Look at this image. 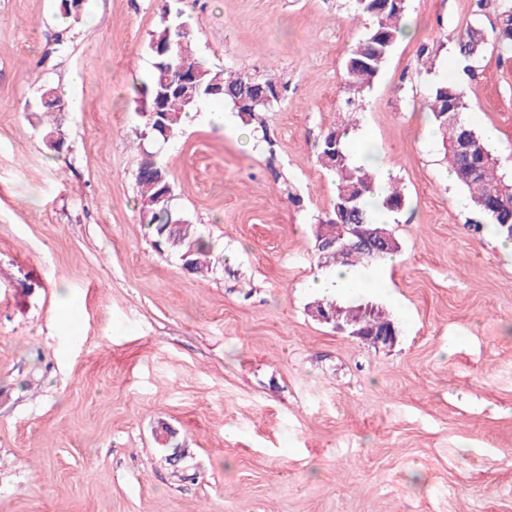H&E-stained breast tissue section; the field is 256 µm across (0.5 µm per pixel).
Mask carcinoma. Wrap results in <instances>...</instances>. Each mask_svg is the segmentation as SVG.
Returning a JSON list of instances; mask_svg holds the SVG:
<instances>
[{
  "label": "carcinoma",
  "mask_w": 512,
  "mask_h": 512,
  "mask_svg": "<svg viewBox=\"0 0 512 512\" xmlns=\"http://www.w3.org/2000/svg\"><path fill=\"white\" fill-rule=\"evenodd\" d=\"M354 11L366 17L369 27L362 39L347 56L345 68L346 104L351 105L372 87L381 73L397 42L403 36L402 20L407 0H351ZM497 37L502 48L512 52V0H499ZM455 56L459 67L456 79L433 85L427 108L432 122L446 139V155L449 171L456 183L469 193V207L482 220L491 224L496 233L512 241V180L498 174L496 159L486 138L476 131L466 119L469 109L465 93V81L475 79L474 62L482 54L485 39L480 30L468 27L454 34ZM153 52V71L143 84V98L151 102L164 84H169L168 95L163 99L166 124L177 133L184 117L202 99L229 102L245 126L255 124L263 112H268L287 99V84L275 76L257 78L241 72H214L200 63L194 55L190 33L182 23L163 21L151 35L148 44ZM168 47L164 55L155 49ZM193 71L191 81L180 83L183 68ZM277 92L269 102L261 97L267 92ZM458 117L455 128H448L446 113ZM351 128L344 124L327 131L316 143L317 161L335 177L336 194L329 212L317 219L318 231L314 232V251L320 264H341L354 268L373 260L386 259L399 250V243L386 224L374 217L382 209L399 213L405 197L396 183L382 187L370 167L352 161L347 145ZM138 142L168 141L164 131L156 128L144 114L133 129ZM464 139L470 154L462 155L454 145L455 139ZM139 196V212L148 227L153 245L161 251L175 254L183 269L191 274L204 275L215 262L207 259L211 250L201 236L191 233L193 225L173 203L174 193L168 171L159 165L149 152L137 169L135 176ZM346 224H366L384 233L388 250L371 254L351 243L341 255L333 250L324 251L321 244L334 242L344 233ZM312 306L319 313L340 314L347 331L354 329L367 332L398 330V327L382 308L371 304L342 306L330 296L316 299Z\"/></svg>",
  "instance_id": "cac0c4a2"
}]
</instances>
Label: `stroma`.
<instances>
[{"label":"stroma","mask_w":512,"mask_h":512,"mask_svg":"<svg viewBox=\"0 0 512 512\" xmlns=\"http://www.w3.org/2000/svg\"><path fill=\"white\" fill-rule=\"evenodd\" d=\"M59 4L0 0V512H512V251L474 230L427 110L453 33L480 27L467 118L512 175L496 0H408L410 37L350 112L344 61L369 22L349 0H84L76 20ZM177 8L205 66L288 84L252 146L204 99L224 123L159 151L224 259L203 278L153 247L137 206L147 45ZM45 84L62 111H41ZM346 120L406 197L398 263L343 297L393 316L385 349L309 311L313 222L336 193L315 145Z\"/></svg>","instance_id":"obj_1"}]
</instances>
